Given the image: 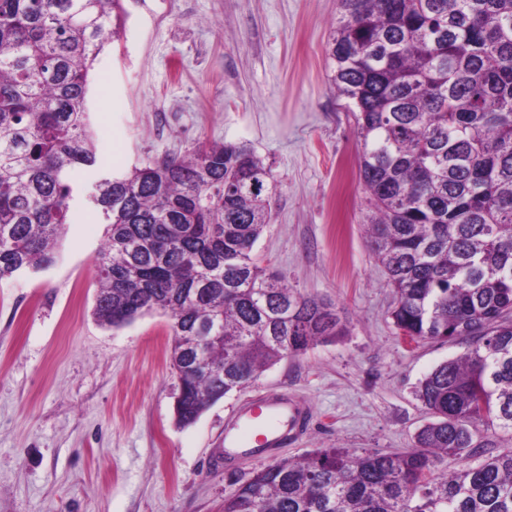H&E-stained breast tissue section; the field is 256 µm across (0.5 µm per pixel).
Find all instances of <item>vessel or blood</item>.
I'll use <instances>...</instances> for the list:
<instances>
[{
	"label": "vessel or blood",
	"mask_w": 512,
	"mask_h": 512,
	"mask_svg": "<svg viewBox=\"0 0 512 512\" xmlns=\"http://www.w3.org/2000/svg\"><path fill=\"white\" fill-rule=\"evenodd\" d=\"M306 424L302 409L285 396H260L236 409L224 427V445L257 454L292 442Z\"/></svg>",
	"instance_id": "1"
}]
</instances>
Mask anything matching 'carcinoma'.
<instances>
[{"mask_svg":"<svg viewBox=\"0 0 512 512\" xmlns=\"http://www.w3.org/2000/svg\"><path fill=\"white\" fill-rule=\"evenodd\" d=\"M332 82L355 120L371 206L368 248L414 342L472 346L416 387L434 421L397 453L317 448L255 471L224 512H512V451L477 467L478 427L512 432V0H338ZM122 0H0V281L46 269L71 222L78 176L108 226L94 315L121 327L162 311L193 423L267 368L334 339V306L260 267L271 167L245 144L198 145L128 172L103 167L90 130L93 65ZM214 376L193 368L200 337Z\"/></svg>","mask_w":512,"mask_h":512,"instance_id":"cac0c4a2","label":"carcinoma"}]
</instances>
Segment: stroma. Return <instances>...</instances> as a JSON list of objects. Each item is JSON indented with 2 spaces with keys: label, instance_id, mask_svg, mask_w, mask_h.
I'll return each instance as SVG.
<instances>
[{
  "label": "stroma",
  "instance_id": "obj_1",
  "mask_svg": "<svg viewBox=\"0 0 512 512\" xmlns=\"http://www.w3.org/2000/svg\"><path fill=\"white\" fill-rule=\"evenodd\" d=\"M87 101L100 156L127 171L199 144L237 142L278 185L254 255L302 295L333 303L344 336L271 366L194 424H176L170 318L112 328L93 314L106 225L78 211L51 267L0 281V512H223L262 468L224 455V420L259 393L307 404V431L273 461L314 449L401 452L430 419L418 382L467 342L402 339L367 247L351 113L327 57L338 0H124ZM449 470L512 449L491 426Z\"/></svg>",
  "mask_w": 512,
  "mask_h": 512
}]
</instances>
